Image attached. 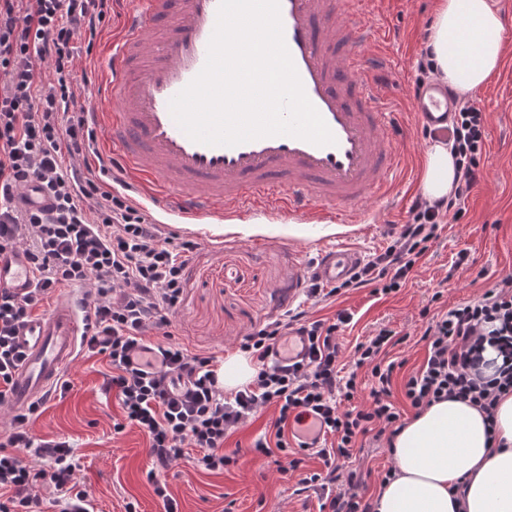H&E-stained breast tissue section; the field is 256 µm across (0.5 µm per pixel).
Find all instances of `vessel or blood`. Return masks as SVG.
<instances>
[{
  "label": "vessel or blood",
  "instance_id": "b4317fda",
  "mask_svg": "<svg viewBox=\"0 0 512 512\" xmlns=\"http://www.w3.org/2000/svg\"><path fill=\"white\" fill-rule=\"evenodd\" d=\"M105 45L102 87L88 118L107 133L106 152L120 160L114 185H131L157 217L184 224H233L245 213L300 224H344L355 206L388 194L403 162L398 121L378 88L370 0H280L283 36L308 99L336 142L317 146L270 136L236 146L192 141L170 112L171 99L201 71L219 0H127ZM419 125L446 132L452 103L439 83L411 97ZM360 256L329 247L297 282L315 272L332 285L348 278ZM33 286L23 250L0 254V289ZM81 321L73 295L26 323L11 398L24 411L56 385L75 360Z\"/></svg>",
  "mask_w": 512,
  "mask_h": 512
}]
</instances>
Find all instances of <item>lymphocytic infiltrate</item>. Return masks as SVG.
<instances>
[{
    "instance_id": "f902f5d3",
    "label": "lymphocytic infiltrate",
    "mask_w": 512,
    "mask_h": 512,
    "mask_svg": "<svg viewBox=\"0 0 512 512\" xmlns=\"http://www.w3.org/2000/svg\"><path fill=\"white\" fill-rule=\"evenodd\" d=\"M112 6V0H0V254L24 250L34 273L28 294L0 292V408L11 405L20 328L51 293L76 288L82 292L80 349L105 356L111 367L101 390L115 394L122 409L114 431L129 425L147 437V478L162 512H179L165 477L190 449H197L198 466L210 472L237 465L248 450L266 456L294 450L289 465L296 469L309 449L298 428L310 418L320 426L314 451L323 467L307 472L301 483L319 489V512H373L361 472L340 469L358 438L392 442L406 409L419 413L450 397L490 417L501 396L512 391V277L429 318L420 334L424 358L409 372L404 361L390 356L403 342L394 330L379 329L347 353L339 337L351 313L338 312L329 323L289 309L243 337L240 349L254 360L257 373L237 391L225 392L218 382L219 357L193 352L169 331L196 243H173L130 198L103 190L108 161H88L97 135L78 92L76 42L95 45ZM485 139L478 106L453 113L447 134L439 138L455 159L452 195L434 202L417 196L381 253L358 265L339 287L311 282L309 297L359 288L384 296L405 286L446 221L464 216L466 199L484 181ZM33 181L49 195L48 207H25L23 190ZM153 330L161 331V339H150ZM292 331L307 337L308 354L278 364L273 356ZM488 346L502 363L486 376L479 365ZM344 357L352 369L343 376L337 364ZM362 369L371 387L359 405ZM397 376L406 402L402 409L392 400ZM270 407L277 416L267 433L249 448L226 449L234 433ZM23 451L34 456V464H23ZM77 467L68 441L35 438L27 415H12L7 446L0 448V512H42L45 504L54 512H96L74 477Z\"/></svg>"
}]
</instances>
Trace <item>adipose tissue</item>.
Returning <instances> with one entry per match:
<instances>
[{
	"label": "adipose tissue",
	"mask_w": 512,
	"mask_h": 512,
	"mask_svg": "<svg viewBox=\"0 0 512 512\" xmlns=\"http://www.w3.org/2000/svg\"><path fill=\"white\" fill-rule=\"evenodd\" d=\"M504 22L496 0H440L428 44L438 79L468 98L499 70ZM454 159L430 146L422 182L426 198L449 196ZM495 431L468 403L446 399L407 420L394 436V472L374 498L376 512H512V393L495 410ZM468 488L455 500L451 487Z\"/></svg>",
	"instance_id": "ef3b65f1"
}]
</instances>
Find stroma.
<instances>
[{
    "label": "stroma",
    "instance_id": "1",
    "mask_svg": "<svg viewBox=\"0 0 512 512\" xmlns=\"http://www.w3.org/2000/svg\"><path fill=\"white\" fill-rule=\"evenodd\" d=\"M437 0H373L371 22L395 29L385 49L387 72L397 82L386 91L390 111L408 133L404 163L387 198L356 211L351 227L328 228L291 224L280 219L257 223L243 216L213 234L192 224H168L164 230L176 240L197 243L187 272V284L171 331L176 341L196 352L223 357L238 351L252 329L271 322L290 307L307 310L310 318L331 320L337 311L354 314L341 335L351 348L388 327L407 335L392 354L415 368L424 357L419 342L423 308L439 311L480 295L495 280L512 276V0H499L506 23L502 66L486 87L473 97L486 114L487 177L465 202L466 214L445 226L410 280L398 293L372 295L363 288L312 304L305 290H292L300 264L313 263L319 252L343 244L368 260L383 250L398 224L404 223L421 194L425 157L431 139L425 138L411 111L408 89L417 76V59L427 45V27ZM471 265L451 270L459 251ZM108 365L101 356L79 355L66 369L73 384L66 395H52L30 422L41 438L70 441L80 467L76 478L94 497L99 512H125L129 502L139 512H160L147 479L149 448L136 428L114 434L121 409L115 396L100 392ZM392 455L369 441L344 460V469L362 472L370 492H377L378 476ZM300 471L278 470L270 458L250 453L238 465L212 473L185 461L166 476L181 512H318L317 490L298 492Z\"/></svg>",
    "mask_w": 512,
    "mask_h": 512
}]
</instances>
